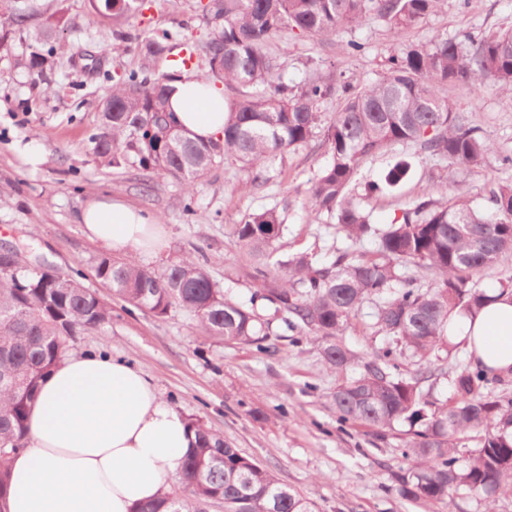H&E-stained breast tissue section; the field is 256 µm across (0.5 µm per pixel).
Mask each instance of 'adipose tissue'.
<instances>
[{
	"label": "adipose tissue",
	"instance_id": "adipose-tissue-1",
	"mask_svg": "<svg viewBox=\"0 0 512 512\" xmlns=\"http://www.w3.org/2000/svg\"><path fill=\"white\" fill-rule=\"evenodd\" d=\"M170 105L189 137L222 136L223 89L178 80ZM79 221L90 240L125 255L147 253L158 236L150 217L117 199L88 201ZM449 327L473 364L512 377V297L454 313ZM28 432V447L9 460L0 512H132L167 492L194 442L156 383L96 353L66 355L43 380Z\"/></svg>",
	"mask_w": 512,
	"mask_h": 512
}]
</instances>
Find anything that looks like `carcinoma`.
Segmentation results:
<instances>
[{
    "instance_id": "1",
    "label": "carcinoma",
    "mask_w": 512,
    "mask_h": 512,
    "mask_svg": "<svg viewBox=\"0 0 512 512\" xmlns=\"http://www.w3.org/2000/svg\"><path fill=\"white\" fill-rule=\"evenodd\" d=\"M65 2L0 0V47L15 30L28 40L18 67L39 76L66 50L54 41L56 31L71 26ZM89 2L112 22L113 37L139 57L136 70L117 78L103 73L112 80V111L102 113L94 152L120 169L132 151L143 170L182 182L187 214H194L197 186L217 163L233 159L250 172V182H262L277 157L322 135L330 161L313 179L310 201L349 246L327 261L314 252L275 260L288 201L245 215L231 234L252 261L250 303L273 307L292 343L323 342V360L339 375L329 404L340 422L371 427L381 439L407 426L403 455L413 463L394 474L402 496L449 505L466 490L485 496V512H496L498 495L512 494V378L491 377L468 362L453 379L452 398L430 400L425 388L438 376L431 357L448 340V317L480 308L488 299L480 275L512 254V181L491 191L490 206L475 207L454 178L457 169L481 168L496 156L511 166L512 156H498L448 95L457 84L512 94V27L416 44L404 37L445 0H207L201 9L210 33L193 42L203 61L197 77L232 95L223 137L204 142L181 130L169 110V58L187 39L126 31L143 14L144 0ZM371 17L384 21L396 42L378 80L364 84L329 69L300 87L285 81L288 48L275 46L283 34L331 40ZM333 97L338 107L328 120L322 107ZM398 144L417 145L446 163L439 176L445 196L436 200L424 188L399 218L379 228L351 187L365 158ZM365 238L376 241L374 252L352 249ZM11 263L12 255H0V499L8 458L29 444L27 418L39 382L68 341L112 318L71 272L42 264L6 270ZM420 271L432 275L426 287L418 283ZM96 272L117 296L157 317L180 310L213 337L249 342L260 352L275 348L271 320L227 297L191 255L159 270L133 255H103ZM370 300L376 301L372 328L387 345L365 358L342 336ZM406 359L415 366L407 373L401 370ZM353 365L358 373L346 376ZM187 426L195 433L179 472L187 495L169 491L134 512H204L211 504L224 512H315L273 470L200 421L189 419ZM468 433L476 434L478 447L465 457L458 436Z\"/></svg>"
}]
</instances>
